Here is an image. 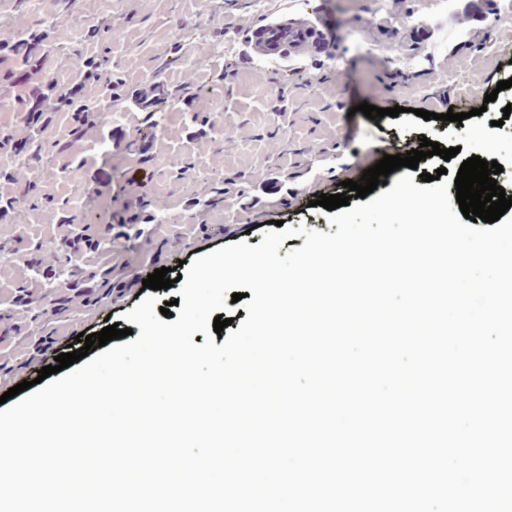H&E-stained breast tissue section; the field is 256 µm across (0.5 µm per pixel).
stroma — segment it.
<instances>
[{
    "instance_id": "stroma-1",
    "label": "stroma",
    "mask_w": 512,
    "mask_h": 512,
    "mask_svg": "<svg viewBox=\"0 0 512 512\" xmlns=\"http://www.w3.org/2000/svg\"><path fill=\"white\" fill-rule=\"evenodd\" d=\"M57 14L79 30L64 39L45 30L47 76L65 85L83 75L85 59L108 58L118 129L130 138L139 133L144 113L135 98L147 80L165 89L164 124L143 163L117 147L105 156L92 151L108 129L103 121L87 124L76 141L72 113H47L32 134L45 153L40 197L102 219L133 213L158 193L165 216L144 236L85 256L87 268L112 270L116 289L105 304L73 301L45 327L23 308L0 321V394L19 378H37L78 334L109 323L127 328L123 315L149 296L142 281L155 269L178 275L181 262L233 242L258 245L275 221L334 232L316 200L343 193V181L356 179L363 156L390 155L425 137L458 153L419 162L412 177L443 167L452 181L481 143L487 160L503 167L498 186L512 196V148L505 145L512 117L503 116L512 87L497 88L512 78V11L501 0H453L448 10L435 0H264L260 6L254 0H98L92 17L80 0H43L38 13L24 0H0V43L12 42L18 22L32 27ZM247 18L324 23L334 36L318 52L271 63L245 57L239 26ZM104 20L110 31L87 37ZM188 67L201 79L194 93ZM492 91L496 101L485 102ZM362 102L403 111L373 121L357 112ZM422 109L432 112L431 120L419 117ZM450 109L463 114L462 123L441 120ZM197 113L209 118L210 128H197ZM97 180L96 199L76 192V184ZM216 187L224 190L223 203L199 206ZM71 232L65 219L45 222L37 206L0 217V247L7 249L0 258V300L18 288L40 299L55 272L38 267L33 247Z\"/></svg>"
}]
</instances>
